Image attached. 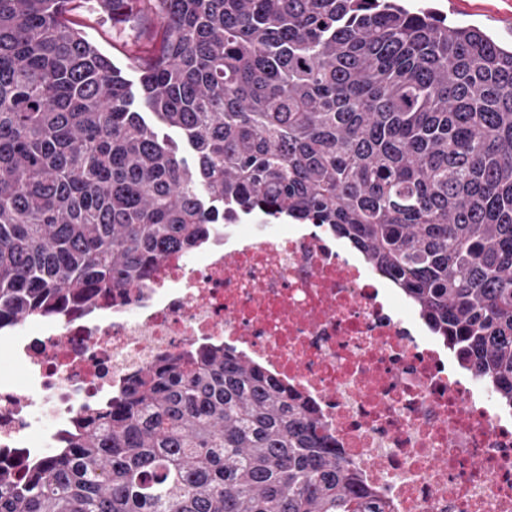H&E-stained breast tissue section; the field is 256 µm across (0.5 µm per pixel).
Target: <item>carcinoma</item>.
<instances>
[{"label":"carcinoma","mask_w":512,"mask_h":512,"mask_svg":"<svg viewBox=\"0 0 512 512\" xmlns=\"http://www.w3.org/2000/svg\"><path fill=\"white\" fill-rule=\"evenodd\" d=\"M0 0V325L90 309L228 213L327 224L512 404V46L403 0H99L157 20L143 100ZM305 398L220 345L83 414L0 512H377Z\"/></svg>","instance_id":"cac0c4a2"}]
</instances>
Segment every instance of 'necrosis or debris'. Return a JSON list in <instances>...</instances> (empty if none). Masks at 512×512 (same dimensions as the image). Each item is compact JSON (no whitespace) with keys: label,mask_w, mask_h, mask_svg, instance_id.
<instances>
[{"label":"necrosis or debris","mask_w":512,"mask_h":512,"mask_svg":"<svg viewBox=\"0 0 512 512\" xmlns=\"http://www.w3.org/2000/svg\"><path fill=\"white\" fill-rule=\"evenodd\" d=\"M234 348L317 408L383 512H512V409L337 235L258 214L142 289L0 330V470L19 477L156 359Z\"/></svg>","instance_id":"1"}]
</instances>
